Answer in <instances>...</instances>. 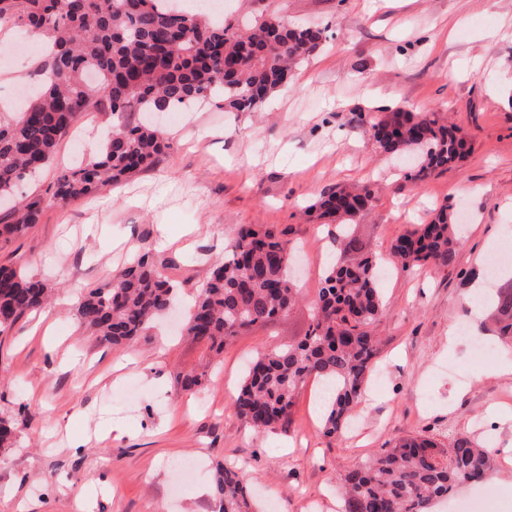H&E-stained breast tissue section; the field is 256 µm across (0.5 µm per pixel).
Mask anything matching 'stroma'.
Here are the masks:
<instances>
[{
  "instance_id": "1",
  "label": "stroma",
  "mask_w": 512,
  "mask_h": 512,
  "mask_svg": "<svg viewBox=\"0 0 512 512\" xmlns=\"http://www.w3.org/2000/svg\"><path fill=\"white\" fill-rule=\"evenodd\" d=\"M280 14L329 28L323 48L299 65L259 112H228L221 102L157 117L167 144L153 165L64 206L0 244V265L42 278L54 300L49 336L31 335L35 315L0 333V419L14 431L0 450V512H217L218 466L238 471L255 512H340L339 478L396 440L425 435L448 444L463 433L512 447V376L487 370L467 340L466 295L488 272L504 226H512V0H224L229 22ZM0 55V99L28 80L34 46ZM379 97L414 113H437L461 127L464 158L417 184L382 154L362 123ZM112 116L78 118L50 166L20 183L45 193L66 168L94 157ZM377 183L368 216L350 224L365 250L387 257L393 240L427 223L441 205L462 216L454 268L393 270L382 283L385 310L375 327L379 378L335 438L322 433L319 385L308 382L285 430L253 434L236 416L216 376L241 381L245 360L298 340L329 265L353 264L338 250L340 229L302 213L323 194ZM235 224L261 225L310 244L296 279L303 299L288 315L238 336L221 354L178 335L162 316L132 347L101 343L75 318L69 296L112 281L140 254L190 309L224 237ZM130 357L120 377L99 379L103 363ZM190 369L209 379L190 395ZM81 450H74V443ZM191 462L189 481L179 464ZM483 494L512 512V462H498L492 486L464 482L453 499ZM453 499L435 512H453Z\"/></svg>"
}]
</instances>
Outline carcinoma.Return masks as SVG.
I'll return each mask as SVG.
<instances>
[{
	"mask_svg": "<svg viewBox=\"0 0 512 512\" xmlns=\"http://www.w3.org/2000/svg\"><path fill=\"white\" fill-rule=\"evenodd\" d=\"M0 24L47 39L46 55L34 64L41 81L34 98L19 112L0 108V201L50 164L78 116L112 114L102 155L58 176L49 196L22 199L14 221L0 224L5 242L39 223L48 203L67 204L111 186L163 153L161 134L124 119L126 113L170 111L209 98L222 99L228 112H258L328 38L320 23L297 26L267 16L241 29L212 23L204 12L187 17L163 0H0ZM367 126L383 153L413 157L404 168L407 181L463 158L462 130L440 123L434 113L385 112ZM375 201L370 185L338 188L312 210L327 223L346 224L367 215ZM460 246L445 205L430 223L397 238L391 255L406 270L445 271ZM296 259L291 239L253 225L231 228L224 259L212 268L184 330L219 352L253 325L287 313L302 297L294 282ZM380 274L374 256L329 268L303 338L258 354L244 375L232 403L241 420L258 433L276 431L312 380L330 389L324 435L346 428L375 365ZM49 300L42 280L0 267V332ZM173 300V284L144 254L112 282L87 289L76 317L101 342L121 347L169 312ZM489 320L494 336L511 344L512 289L496 290ZM206 380L205 372L190 370L180 384L192 392ZM494 470L492 450L469 436L446 448L428 438L404 439L341 476L343 512H428L460 483L488 482ZM214 494L219 512H253L252 492L232 470H219Z\"/></svg>",
	"mask_w": 512,
	"mask_h": 512,
	"instance_id": "carcinoma-1",
	"label": "carcinoma"
}]
</instances>
